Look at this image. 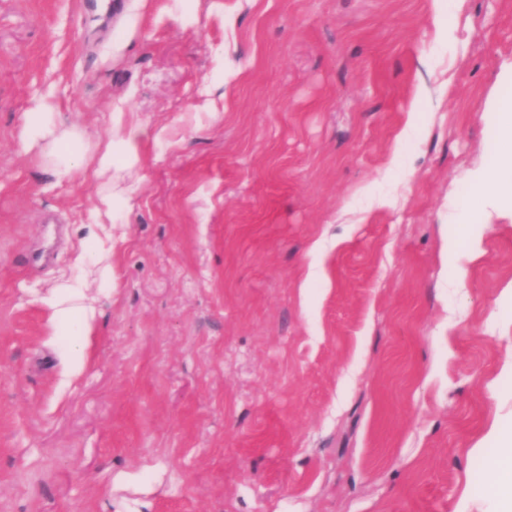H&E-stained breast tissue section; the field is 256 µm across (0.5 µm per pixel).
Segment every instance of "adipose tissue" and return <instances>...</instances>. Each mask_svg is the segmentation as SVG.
<instances>
[{
    "instance_id": "obj_1",
    "label": "adipose tissue",
    "mask_w": 512,
    "mask_h": 512,
    "mask_svg": "<svg viewBox=\"0 0 512 512\" xmlns=\"http://www.w3.org/2000/svg\"><path fill=\"white\" fill-rule=\"evenodd\" d=\"M487 112L496 149L469 181L466 210L468 223L478 227L487 224L491 210H512V99L496 98ZM163 136L162 128L116 112L111 134L91 150L80 129L57 123L53 112L40 104L24 115L22 144L25 151L39 155L57 178L72 179L92 172L98 181L95 221L110 224L128 205L126 182L140 170L145 143ZM84 287L83 280L70 281L49 303V326L61 348L63 376L68 380L85 371L88 340L95 328V308L86 303Z\"/></svg>"
}]
</instances>
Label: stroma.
Returning <instances> with one entry per match:
<instances>
[{"label": "stroma", "mask_w": 512, "mask_h": 512, "mask_svg": "<svg viewBox=\"0 0 512 512\" xmlns=\"http://www.w3.org/2000/svg\"><path fill=\"white\" fill-rule=\"evenodd\" d=\"M511 62L512 0H0V512H494L512 215L447 249ZM40 102L169 130L65 386L96 183L23 150ZM84 288L83 280L70 281L59 288L61 291L49 303V326L52 336H58L64 359L63 376L68 380L85 371L88 340L95 328V308L85 302Z\"/></svg>", "instance_id": "stroma-1"}]
</instances>
